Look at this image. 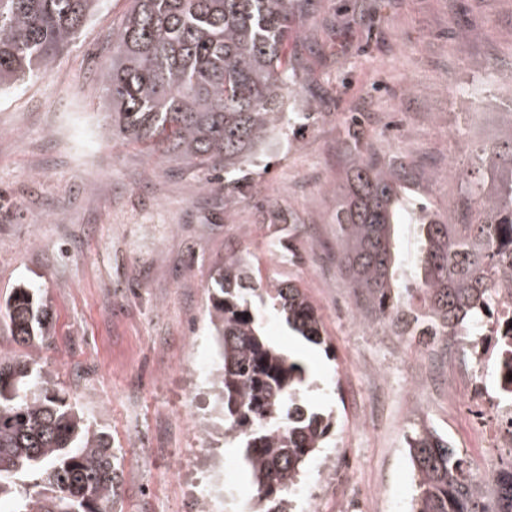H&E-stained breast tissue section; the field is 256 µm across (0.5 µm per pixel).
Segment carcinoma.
Returning <instances> with one entry per match:
<instances>
[{
	"label": "carcinoma",
	"mask_w": 512,
	"mask_h": 512,
	"mask_svg": "<svg viewBox=\"0 0 512 512\" xmlns=\"http://www.w3.org/2000/svg\"><path fill=\"white\" fill-rule=\"evenodd\" d=\"M308 0H131L112 32L100 89L119 139L150 158L174 159L224 180L235 203L252 160L288 127L297 74L285 49ZM101 0H0V91L53 65ZM336 205V262L380 321L429 340L458 336L491 313L492 295L512 291V105L499 138L477 153L460 181L463 220L420 200L419 313L392 302V239L404 194L422 179L403 157L383 160L352 133ZM209 321L221 357L216 384L224 435L242 448L257 512H289L304 462L328 441L332 417L301 397L304 370L270 345L253 312L270 303L292 332L325 343L321 317L294 283L263 282L246 254L229 250L213 277ZM41 304L22 285L6 301L14 338L46 340ZM497 371L512 370V330L500 337ZM32 359L0 350V499L11 512H113L120 480L108 434L49 388ZM413 512H512V469L499 472L497 509L486 504L466 461L426 425L408 441ZM33 478L36 491L19 489Z\"/></svg>",
	"instance_id": "1"
}]
</instances>
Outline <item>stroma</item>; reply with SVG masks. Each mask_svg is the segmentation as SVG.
Returning a JSON list of instances; mask_svg holds the SVG:
<instances>
[{
	"mask_svg": "<svg viewBox=\"0 0 512 512\" xmlns=\"http://www.w3.org/2000/svg\"><path fill=\"white\" fill-rule=\"evenodd\" d=\"M129 7L103 0L51 68L0 94V305L26 282L48 313L39 349L16 342L0 315V350L34 359L108 433L121 469L114 512H198L204 458L230 473L213 512L255 505L214 384L208 287L228 249L256 259L263 279L304 289L322 318L321 345L296 340L273 310L262 321L271 342L296 344L306 402L333 417L292 512H339L345 470L380 489L373 512H411L407 440L423 424L482 467L478 412L448 408L449 384H472L456 347L379 333L336 264L334 215L354 116L364 143L430 176L395 227L394 292L408 303L420 197L447 211L455 172L497 140L512 103V0H313L287 52L291 106L319 115L284 129L230 208L223 185L203 188L192 167L113 139L98 72ZM202 355L210 371L191 382ZM422 384L433 392L424 402Z\"/></svg>",
	"mask_w": 512,
	"mask_h": 512,
	"instance_id": "obj_1",
	"label": "stroma"
}]
</instances>
